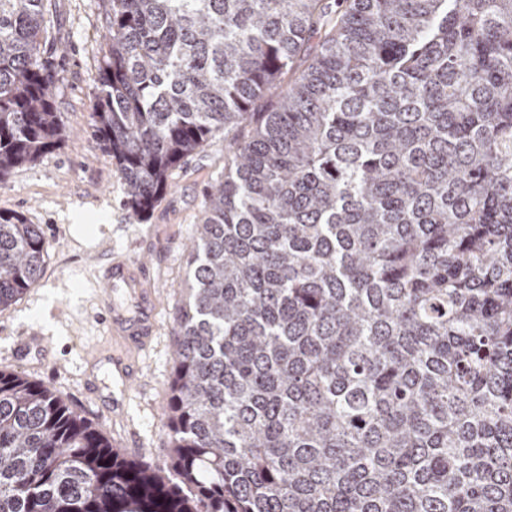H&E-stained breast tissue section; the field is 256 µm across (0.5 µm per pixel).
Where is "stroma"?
Wrapping results in <instances>:
<instances>
[{"label":"stroma","instance_id":"1","mask_svg":"<svg viewBox=\"0 0 512 512\" xmlns=\"http://www.w3.org/2000/svg\"><path fill=\"white\" fill-rule=\"evenodd\" d=\"M51 29L40 47L57 74L54 92L67 131L59 147L14 169L0 182V210L22 213L51 242L39 282L0 309V364L53 389L72 410L98 422L113 447L159 467L169 461L163 428L174 363V291L183 283L190 238L201 218L202 196L224 173V145L185 158L170 176L171 189L146 221L123 205V181L111 157L89 134L99 93L103 0H49ZM137 258L150 270L157 295L155 338L140 356L141 374L123 412L102 422L105 396L118 393L106 361L112 337L97 318L103 293L95 272L107 257ZM44 337L43 347L13 354L23 336ZM99 385L90 399L86 380Z\"/></svg>","mask_w":512,"mask_h":512}]
</instances>
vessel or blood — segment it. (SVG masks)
<instances>
[{
    "label": "vessel or blood",
    "instance_id": "vessel-or-blood-1",
    "mask_svg": "<svg viewBox=\"0 0 512 512\" xmlns=\"http://www.w3.org/2000/svg\"><path fill=\"white\" fill-rule=\"evenodd\" d=\"M148 268L143 262L114 261L98 270V277L106 289L103 297L104 321L118 348L111 356L112 373L121 384H129L135 377L137 357L153 338L156 322V304L151 290L145 288ZM126 292L137 300L135 313H127L115 301L117 292Z\"/></svg>",
    "mask_w": 512,
    "mask_h": 512
}]
</instances>
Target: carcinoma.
Wrapping results in <instances>:
<instances>
[{
  "instance_id": "obj_1",
  "label": "carcinoma",
  "mask_w": 512,
  "mask_h": 512,
  "mask_svg": "<svg viewBox=\"0 0 512 512\" xmlns=\"http://www.w3.org/2000/svg\"><path fill=\"white\" fill-rule=\"evenodd\" d=\"M92 136L144 219L224 141L176 292L171 464L0 367V512H512V0H105ZM0 0V181L65 138ZM50 242L0 211V308Z\"/></svg>"
}]
</instances>
